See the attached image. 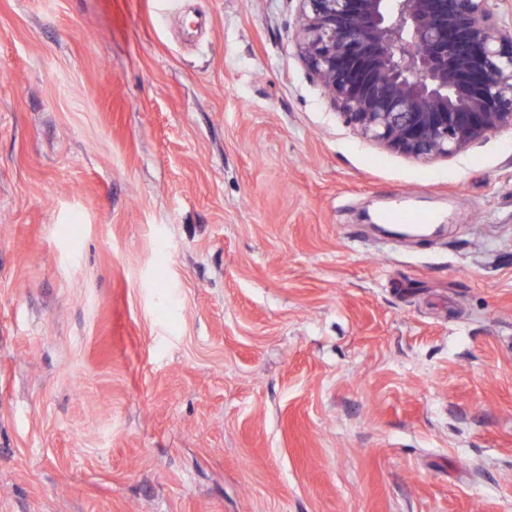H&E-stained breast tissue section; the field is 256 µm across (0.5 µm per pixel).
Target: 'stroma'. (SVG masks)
<instances>
[{"label":"stroma","mask_w":512,"mask_h":512,"mask_svg":"<svg viewBox=\"0 0 512 512\" xmlns=\"http://www.w3.org/2000/svg\"><path fill=\"white\" fill-rule=\"evenodd\" d=\"M297 27L0 0V512H512V130L380 149Z\"/></svg>","instance_id":"35a3bbf8"}]
</instances>
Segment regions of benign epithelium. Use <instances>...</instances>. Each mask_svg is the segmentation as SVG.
Returning <instances> with one entry per match:
<instances>
[{"instance_id":"obj_1","label":"benign epithelium","mask_w":512,"mask_h":512,"mask_svg":"<svg viewBox=\"0 0 512 512\" xmlns=\"http://www.w3.org/2000/svg\"><path fill=\"white\" fill-rule=\"evenodd\" d=\"M298 2V54L364 139L431 161L512 128V25L493 0Z\"/></svg>"}]
</instances>
